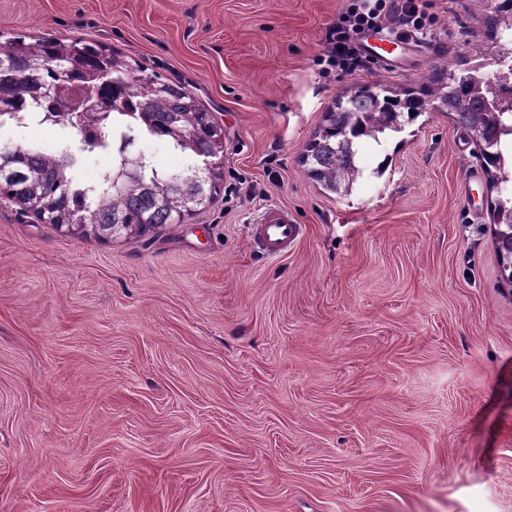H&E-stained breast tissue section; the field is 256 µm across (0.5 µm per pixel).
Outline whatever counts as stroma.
Returning <instances> with one entry per match:
<instances>
[{
	"mask_svg": "<svg viewBox=\"0 0 512 512\" xmlns=\"http://www.w3.org/2000/svg\"><path fill=\"white\" fill-rule=\"evenodd\" d=\"M426 2L430 38L349 77L319 63L347 0H0V45L100 43L224 128L215 199L173 229L80 236L0 196V512H512V283L476 143L432 111L349 193L299 163L350 82L489 57L488 11ZM273 207L303 236L265 258Z\"/></svg>",
	"mask_w": 512,
	"mask_h": 512,
	"instance_id": "35a3bbf8",
	"label": "stroma"
}]
</instances>
